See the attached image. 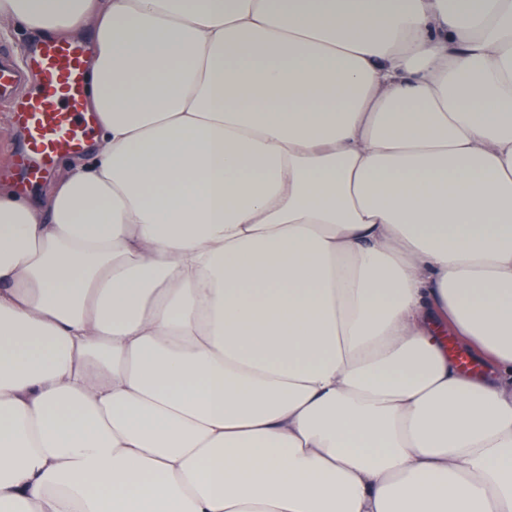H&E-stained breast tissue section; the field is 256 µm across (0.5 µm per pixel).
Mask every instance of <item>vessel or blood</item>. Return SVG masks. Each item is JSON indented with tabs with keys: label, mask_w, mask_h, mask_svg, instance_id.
<instances>
[{
	"label": "vessel or blood",
	"mask_w": 512,
	"mask_h": 512,
	"mask_svg": "<svg viewBox=\"0 0 512 512\" xmlns=\"http://www.w3.org/2000/svg\"><path fill=\"white\" fill-rule=\"evenodd\" d=\"M90 49L65 39L43 42L24 65L0 52V100L11 102L26 133L17 168L35 177L62 153H79L91 138L96 118L87 110Z\"/></svg>",
	"instance_id": "1"
}]
</instances>
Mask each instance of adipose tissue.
Wrapping results in <instances>:
<instances>
[{"instance_id":"adipose-tissue-1","label":"adipose tissue","mask_w":512,"mask_h":512,"mask_svg":"<svg viewBox=\"0 0 512 512\" xmlns=\"http://www.w3.org/2000/svg\"><path fill=\"white\" fill-rule=\"evenodd\" d=\"M0 22L85 35L97 117L0 189L5 512H512V0Z\"/></svg>"}]
</instances>
